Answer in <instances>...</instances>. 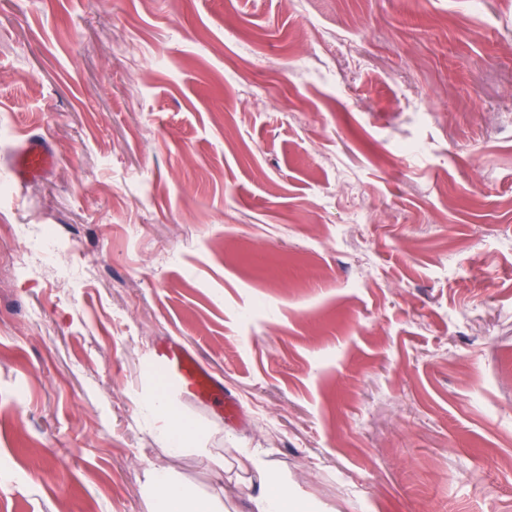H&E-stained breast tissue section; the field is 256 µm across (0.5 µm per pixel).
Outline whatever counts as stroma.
<instances>
[{"label": "stroma", "mask_w": 512, "mask_h": 512, "mask_svg": "<svg viewBox=\"0 0 512 512\" xmlns=\"http://www.w3.org/2000/svg\"><path fill=\"white\" fill-rule=\"evenodd\" d=\"M256 457L316 512L512 505V0H0V512L152 467L240 512ZM54 155L47 144L30 139L13 157V168L19 179L37 176L53 163ZM153 363L179 393L196 402L205 403L224 394V420L232 422L239 416L236 399L198 362L195 353L180 343L160 344L151 352ZM143 411L147 417L164 422L162 430L173 453H181L187 449L185 447L194 438L195 433L171 413L165 400L160 397L148 399L144 403Z\"/></svg>", "instance_id": "obj_1"}]
</instances>
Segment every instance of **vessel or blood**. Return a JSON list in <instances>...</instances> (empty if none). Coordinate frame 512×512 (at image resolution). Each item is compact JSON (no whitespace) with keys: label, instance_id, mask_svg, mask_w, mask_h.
<instances>
[{"label":"vessel or blood","instance_id":"b4317fda","mask_svg":"<svg viewBox=\"0 0 512 512\" xmlns=\"http://www.w3.org/2000/svg\"><path fill=\"white\" fill-rule=\"evenodd\" d=\"M53 160L54 155L45 142L31 139L15 154L13 168L18 178L24 179L43 173ZM151 358L181 395L199 403L223 399L225 422H232L238 417L236 399L224 394L221 385L202 368L192 350L179 343H165L154 348Z\"/></svg>","mask_w":512,"mask_h":512}]
</instances>
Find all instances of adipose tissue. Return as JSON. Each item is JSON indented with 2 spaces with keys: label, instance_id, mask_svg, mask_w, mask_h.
<instances>
[{
  "label": "adipose tissue",
  "instance_id": "obj_1",
  "mask_svg": "<svg viewBox=\"0 0 512 512\" xmlns=\"http://www.w3.org/2000/svg\"><path fill=\"white\" fill-rule=\"evenodd\" d=\"M143 411L147 417L162 421L171 451L184 452L194 433L171 413L167 402L159 397L148 399ZM253 467L257 472V484L246 494L247 512H314L311 503L289 492L287 480L270 463L258 459ZM145 486L150 512H220L216 503L196 498L165 471H148Z\"/></svg>",
  "mask_w": 512,
  "mask_h": 512
}]
</instances>
